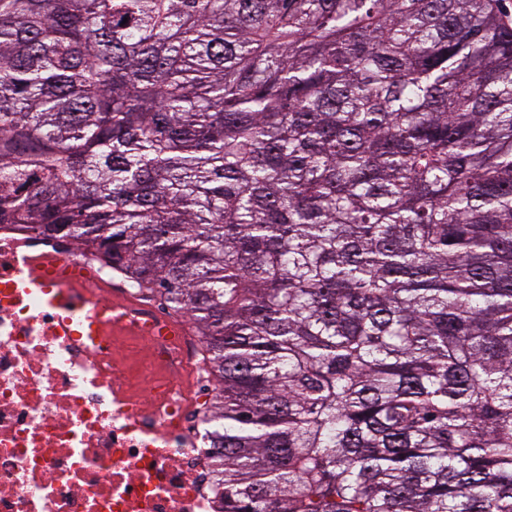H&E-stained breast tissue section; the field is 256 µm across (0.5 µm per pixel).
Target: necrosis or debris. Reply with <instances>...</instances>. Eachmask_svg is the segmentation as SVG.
Segmentation results:
<instances>
[{"label":"necrosis or debris","instance_id":"obj_1","mask_svg":"<svg viewBox=\"0 0 512 512\" xmlns=\"http://www.w3.org/2000/svg\"><path fill=\"white\" fill-rule=\"evenodd\" d=\"M167 318L108 288H0V512H222L210 377Z\"/></svg>","mask_w":512,"mask_h":512}]
</instances>
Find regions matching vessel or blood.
Wrapping results in <instances>:
<instances>
[{"label": "vessel or blood", "instance_id": "1", "mask_svg": "<svg viewBox=\"0 0 512 512\" xmlns=\"http://www.w3.org/2000/svg\"><path fill=\"white\" fill-rule=\"evenodd\" d=\"M111 288L113 296H125V284L102 276L100 269L83 256H65L35 265L24 254L0 259V283L12 288H83L88 283Z\"/></svg>", "mask_w": 512, "mask_h": 512}]
</instances>
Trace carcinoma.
Listing matches in <instances>:
<instances>
[{"label": "carcinoma", "mask_w": 512, "mask_h": 512, "mask_svg": "<svg viewBox=\"0 0 512 512\" xmlns=\"http://www.w3.org/2000/svg\"><path fill=\"white\" fill-rule=\"evenodd\" d=\"M190 317L224 512H512L498 0H0V227Z\"/></svg>", "instance_id": "cac0c4a2"}]
</instances>
